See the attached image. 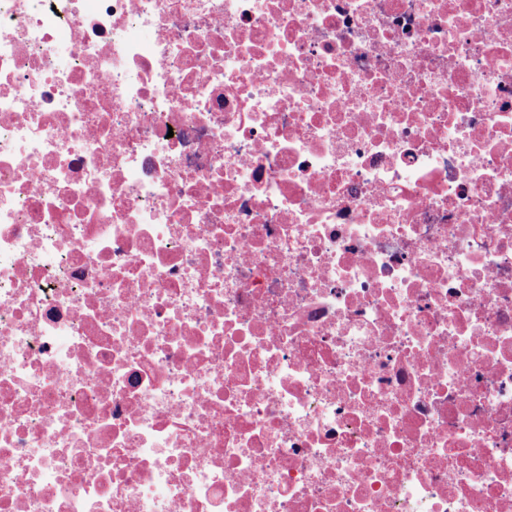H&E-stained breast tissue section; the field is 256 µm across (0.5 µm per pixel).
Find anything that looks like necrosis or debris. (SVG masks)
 <instances>
[{"mask_svg":"<svg viewBox=\"0 0 512 512\" xmlns=\"http://www.w3.org/2000/svg\"><path fill=\"white\" fill-rule=\"evenodd\" d=\"M0 512H512V0H0Z\"/></svg>","mask_w":512,"mask_h":512,"instance_id":"1","label":"necrosis or debris"}]
</instances>
